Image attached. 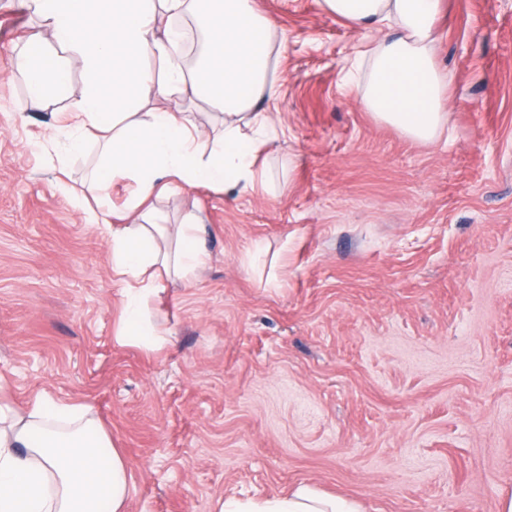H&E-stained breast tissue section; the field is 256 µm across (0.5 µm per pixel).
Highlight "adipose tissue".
I'll return each instance as SVG.
<instances>
[{
    "label": "adipose tissue",
    "instance_id": "obj_1",
    "mask_svg": "<svg viewBox=\"0 0 512 512\" xmlns=\"http://www.w3.org/2000/svg\"><path fill=\"white\" fill-rule=\"evenodd\" d=\"M323 8L378 37L356 53L365 110L420 142L439 137L447 115L446 77L434 63L442 0H319ZM42 22L18 62L28 100L38 109L70 93L73 65L87 78L75 105L71 143L99 141L96 188L125 179L134 186L122 222L107 225L112 276L122 286L124 342L161 346L164 335L144 315L162 275H191L207 254L195 216L176 230L161 224L148 200L171 184L215 191L266 185L260 155L273 141L268 78L276 23L255 0H26ZM196 14L206 33L198 66L186 71L179 33L163 20ZM158 60L152 69L150 60ZM207 100L224 116L223 130H201L177 105L183 94ZM129 472L122 453L90 406L46 404L20 411L0 404V512H127ZM220 512H359L356 502L301 484L264 501L225 499Z\"/></svg>",
    "mask_w": 512,
    "mask_h": 512
}]
</instances>
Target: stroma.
Here are the masks:
<instances>
[{
    "mask_svg": "<svg viewBox=\"0 0 512 512\" xmlns=\"http://www.w3.org/2000/svg\"><path fill=\"white\" fill-rule=\"evenodd\" d=\"M277 25L265 109L285 131L267 189L180 187L204 268L147 308L162 347L119 343L122 290L92 222L100 145L66 147V100L27 105L37 16L0 0V402L92 406L131 476L129 512H218L301 483L362 512H499L512 495V0H444L431 143L340 73L374 32L318 0H255Z\"/></svg>",
    "mask_w": 512,
    "mask_h": 512,
    "instance_id": "obj_1",
    "label": "stroma"
}]
</instances>
